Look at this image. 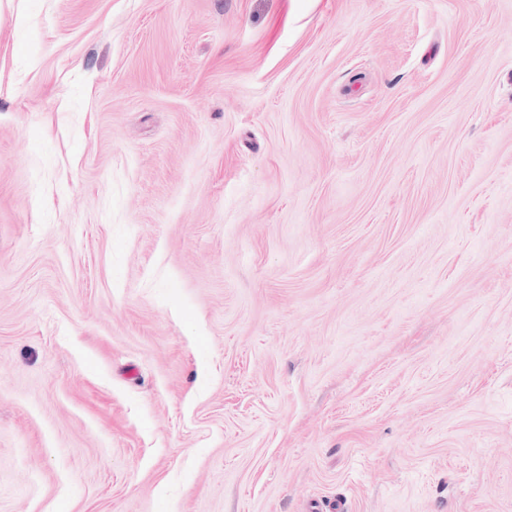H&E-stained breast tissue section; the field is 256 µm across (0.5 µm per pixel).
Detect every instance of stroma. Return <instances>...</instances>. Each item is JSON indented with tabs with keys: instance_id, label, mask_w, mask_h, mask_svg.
<instances>
[{
	"instance_id": "1",
	"label": "stroma",
	"mask_w": 512,
	"mask_h": 512,
	"mask_svg": "<svg viewBox=\"0 0 512 512\" xmlns=\"http://www.w3.org/2000/svg\"><path fill=\"white\" fill-rule=\"evenodd\" d=\"M512 512V0H0V512Z\"/></svg>"
}]
</instances>
